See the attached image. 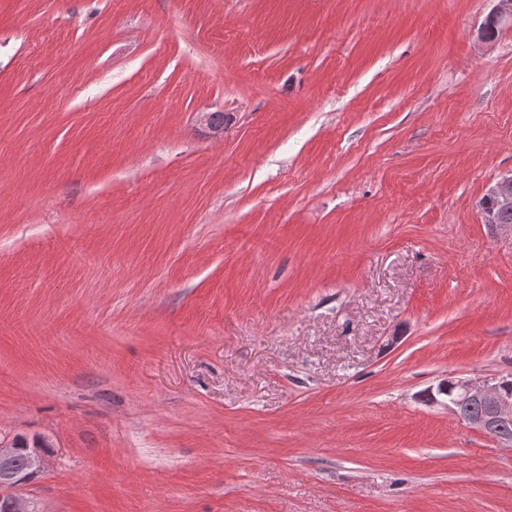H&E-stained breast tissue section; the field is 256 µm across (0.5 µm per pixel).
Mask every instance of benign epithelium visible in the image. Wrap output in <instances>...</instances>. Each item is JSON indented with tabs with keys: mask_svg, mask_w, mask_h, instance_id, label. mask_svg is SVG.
I'll use <instances>...</instances> for the list:
<instances>
[{
	"mask_svg": "<svg viewBox=\"0 0 512 512\" xmlns=\"http://www.w3.org/2000/svg\"><path fill=\"white\" fill-rule=\"evenodd\" d=\"M495 5L490 18L497 24L512 25V0H493ZM486 196L499 209H512V174L499 178L489 185ZM512 374L483 381L447 380L439 388L450 392L446 407L454 415L466 404H477L481 412L466 419V423L478 432L491 435L497 444L512 447V394L506 391ZM17 452L14 441H0V504L4 512H35L31 501L21 490L46 466L45 451L33 448L27 456L25 471L13 467Z\"/></svg>",
	"mask_w": 512,
	"mask_h": 512,
	"instance_id": "benign-epithelium-1",
	"label": "benign epithelium"
}]
</instances>
